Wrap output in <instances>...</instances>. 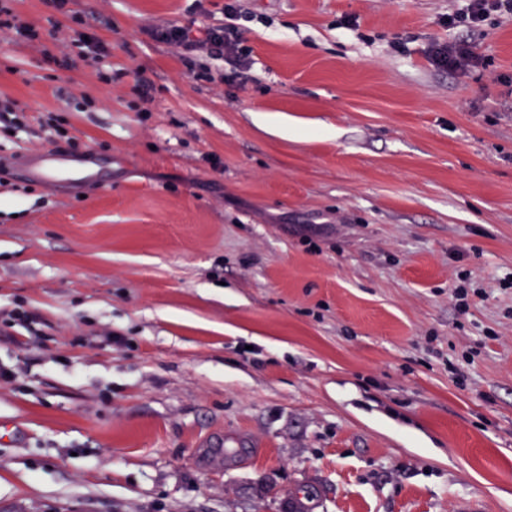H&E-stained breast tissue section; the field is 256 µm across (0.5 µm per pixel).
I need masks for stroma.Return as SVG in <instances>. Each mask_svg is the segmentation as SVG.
<instances>
[{
  "mask_svg": "<svg viewBox=\"0 0 512 512\" xmlns=\"http://www.w3.org/2000/svg\"><path fill=\"white\" fill-rule=\"evenodd\" d=\"M225 3L12 4L48 46L80 15L117 78L0 37L29 114L0 127V512H285L306 483L313 512H512V18L241 0L242 84L143 31ZM455 39L482 65H432Z\"/></svg>",
  "mask_w": 512,
  "mask_h": 512,
  "instance_id": "obj_1",
  "label": "stroma"
}]
</instances>
